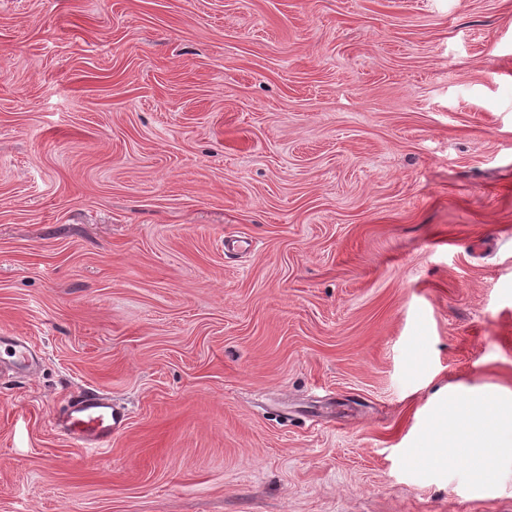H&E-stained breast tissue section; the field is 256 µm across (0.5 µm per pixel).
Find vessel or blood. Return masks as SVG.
<instances>
[{
	"instance_id": "obj_1",
	"label": "vessel or blood",
	"mask_w": 512,
	"mask_h": 512,
	"mask_svg": "<svg viewBox=\"0 0 512 512\" xmlns=\"http://www.w3.org/2000/svg\"><path fill=\"white\" fill-rule=\"evenodd\" d=\"M6 346L10 359L5 370L30 372L36 369L39 356L28 339L17 334L0 336V346ZM128 414L111 396L98 392L85 393L68 403L52 418L57 433L70 443L84 448H108L113 436L124 431Z\"/></svg>"
}]
</instances>
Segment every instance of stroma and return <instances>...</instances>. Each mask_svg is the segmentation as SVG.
<instances>
[{"mask_svg":"<svg viewBox=\"0 0 512 512\" xmlns=\"http://www.w3.org/2000/svg\"><path fill=\"white\" fill-rule=\"evenodd\" d=\"M0 332V512H512V0H0ZM5 345L12 358L7 363L0 364L2 372L3 366L7 371L12 372H32L36 369L39 356L38 353L32 348L26 336L17 334L4 335L1 333L0 346ZM424 448L426 460L442 452L484 480L494 462L512 458V393L453 395L433 422ZM128 414L112 397L87 392L68 403L52 418L57 433L84 448H109L112 437L124 431Z\"/></svg>","mask_w":512,"mask_h":512,"instance_id":"35a3bbf8","label":"stroma"}]
</instances>
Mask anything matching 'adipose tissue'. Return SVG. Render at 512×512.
<instances>
[{"mask_svg": "<svg viewBox=\"0 0 512 512\" xmlns=\"http://www.w3.org/2000/svg\"><path fill=\"white\" fill-rule=\"evenodd\" d=\"M458 459L484 477L494 462L512 458V393L461 392L435 419L425 458Z\"/></svg>", "mask_w": 512, "mask_h": 512, "instance_id": "ef3b65f1", "label": "adipose tissue"}]
</instances>
